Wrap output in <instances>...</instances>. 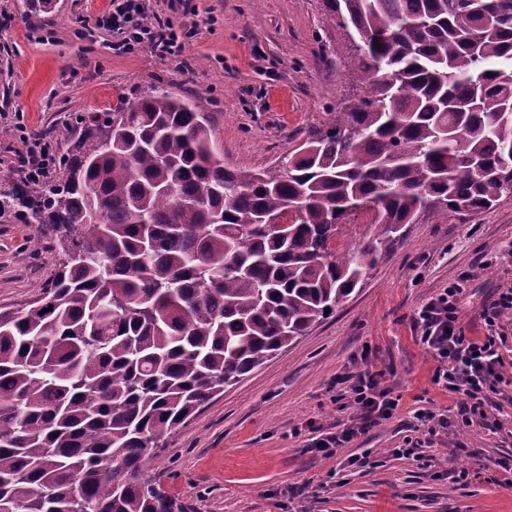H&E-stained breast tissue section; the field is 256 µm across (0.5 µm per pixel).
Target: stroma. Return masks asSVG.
Returning <instances> with one entry per match:
<instances>
[{
  "instance_id": "stroma-1",
  "label": "stroma",
  "mask_w": 512,
  "mask_h": 512,
  "mask_svg": "<svg viewBox=\"0 0 512 512\" xmlns=\"http://www.w3.org/2000/svg\"><path fill=\"white\" fill-rule=\"evenodd\" d=\"M108 6L54 0L34 13L26 0H0V183L23 179L18 126L63 156L84 131L81 115L155 84L202 104L226 167L274 169L358 87L348 33L326 22L322 0H151L158 19L189 34L167 57L114 50L96 24ZM505 251L512 197L442 224L420 216L328 319L177 427L151 474L185 512H512V487L498 483L512 462V402L491 409L499 428L460 427L461 398L434 383L437 361L414 324L455 282L459 327L482 335L483 305L512 286V264L498 259ZM58 263L52 225L1 216L0 310L35 300ZM366 368L399 396L394 416L333 456L312 450L314 427L336 431L356 418L335 401L338 381ZM418 410L447 427L415 429ZM409 440L421 454L396 457ZM352 454L366 467L348 465Z\"/></svg>"
}]
</instances>
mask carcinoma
<instances>
[{"mask_svg": "<svg viewBox=\"0 0 512 512\" xmlns=\"http://www.w3.org/2000/svg\"><path fill=\"white\" fill-rule=\"evenodd\" d=\"M323 6L364 88L280 173L224 167L208 113L153 85L81 116L54 179L0 190L63 254L50 311H0V512H176L147 467L164 437L327 319L405 225L512 197V0ZM356 205L371 230L338 250Z\"/></svg>", "mask_w": 512, "mask_h": 512, "instance_id": "cac0c4a2", "label": "carcinoma"}]
</instances>
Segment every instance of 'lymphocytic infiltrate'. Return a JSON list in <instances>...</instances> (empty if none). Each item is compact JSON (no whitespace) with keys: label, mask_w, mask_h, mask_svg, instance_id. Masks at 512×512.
<instances>
[{"label":"lymphocytic infiltrate","mask_w":512,"mask_h":512,"mask_svg":"<svg viewBox=\"0 0 512 512\" xmlns=\"http://www.w3.org/2000/svg\"><path fill=\"white\" fill-rule=\"evenodd\" d=\"M100 27L109 29L120 39L123 48L132 50L150 47L165 56L180 45L172 24L158 21L150 13L148 0H112V8L98 20ZM461 287L449 284L417 312L416 326L420 341L433 350L437 359L434 381L451 394L462 395L458 414L463 426L487 425V404L492 394L504 383L506 358L494 332L505 314H512V287L499 289L494 299L486 303L480 318L484 335H464L458 326ZM347 392L361 414L359 426H349L336 432L320 434L315 447L323 455L336 454L357 436L390 419L398 407L397 399L382 387L379 373L360 371L347 374Z\"/></svg>","instance_id":"f902f5d3"}]
</instances>
